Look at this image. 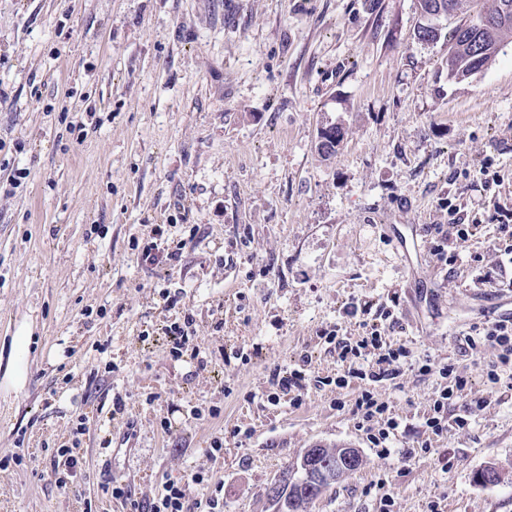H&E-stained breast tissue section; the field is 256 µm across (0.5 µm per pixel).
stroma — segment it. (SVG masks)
<instances>
[{"label": "stroma", "instance_id": "stroma-1", "mask_svg": "<svg viewBox=\"0 0 512 512\" xmlns=\"http://www.w3.org/2000/svg\"><path fill=\"white\" fill-rule=\"evenodd\" d=\"M420 21L418 0H0V186L28 173L0 193V378L33 328L26 386H0V512H128L108 482L146 502L197 472L224 512H274L268 486L317 443L362 464L308 512H381L384 496L391 512H512V369L484 336L465 342L507 308L512 236L481 224L449 241L454 266L433 253L444 199L467 215L512 203V45L457 82L447 37L419 42ZM330 123L345 137L325 160ZM488 160L501 185L480 180ZM156 224L182 243L175 266L140 259ZM185 309L206 367L170 356ZM368 324L409 352L395 379L268 401L272 371L302 359L343 374L321 334L354 342ZM446 364L468 381L451 409L468 424L436 436ZM367 388L400 421L383 453L355 413ZM81 412L64 489L53 457ZM126 433L130 452L103 448Z\"/></svg>", "mask_w": 512, "mask_h": 512}]
</instances>
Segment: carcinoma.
<instances>
[{
  "mask_svg": "<svg viewBox=\"0 0 512 512\" xmlns=\"http://www.w3.org/2000/svg\"><path fill=\"white\" fill-rule=\"evenodd\" d=\"M420 9L430 10L441 3L442 18L460 22L452 29L448 44L453 54L446 59L448 71L459 75L469 71L476 61L494 62L500 51L512 45V0H418ZM485 17H496L498 25L491 31L477 32L476 23ZM303 464L285 468L278 477L279 490L270 498L275 509L307 512L315 499L308 490Z\"/></svg>",
  "mask_w": 512,
  "mask_h": 512,
  "instance_id": "1",
  "label": "carcinoma"
}]
</instances>
